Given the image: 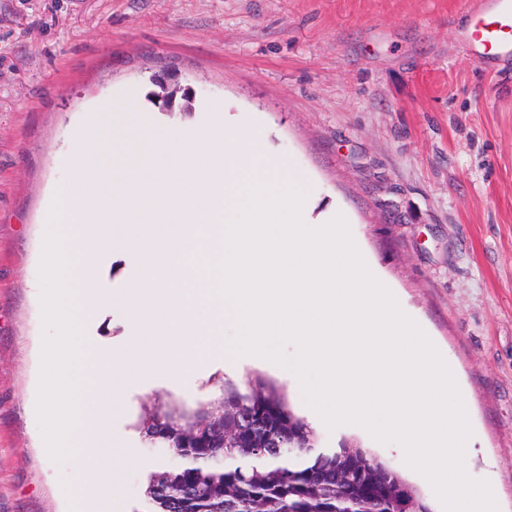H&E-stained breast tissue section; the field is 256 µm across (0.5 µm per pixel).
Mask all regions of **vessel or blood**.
<instances>
[{
	"label": "vessel or blood",
	"mask_w": 512,
	"mask_h": 512,
	"mask_svg": "<svg viewBox=\"0 0 512 512\" xmlns=\"http://www.w3.org/2000/svg\"><path fill=\"white\" fill-rule=\"evenodd\" d=\"M460 39L477 59L512 57V0H483Z\"/></svg>",
	"instance_id": "vessel-or-blood-1"
}]
</instances>
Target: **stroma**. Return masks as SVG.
<instances>
[{
  "instance_id": "1",
  "label": "stroma",
  "mask_w": 512,
  "mask_h": 512,
  "mask_svg": "<svg viewBox=\"0 0 512 512\" xmlns=\"http://www.w3.org/2000/svg\"><path fill=\"white\" fill-rule=\"evenodd\" d=\"M475 0H0V512H67L72 460L43 454L37 415L44 339L42 226L67 182L75 134L107 105L146 156L169 130L253 126L309 182L318 221L343 213L374 272L425 325L471 406L473 480L512 512V65L459 41ZM176 75L163 105L156 77ZM139 250L117 241L96 263L114 303L85 338L114 354L134 333L125 293ZM276 382L319 448L370 449L444 512L399 443L328 428L287 370L215 351L179 374L155 365L118 383L108 420L112 489L94 512H151L146 489L170 456L144 416L197 408L225 379ZM135 449V459L124 457Z\"/></svg>"
}]
</instances>
